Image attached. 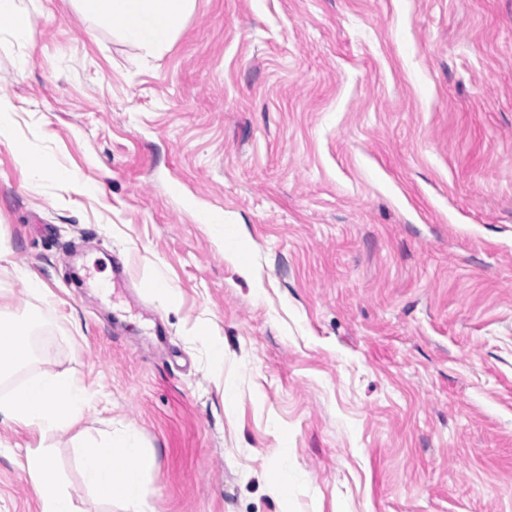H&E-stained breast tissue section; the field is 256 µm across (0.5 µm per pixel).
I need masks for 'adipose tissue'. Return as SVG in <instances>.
Here are the masks:
<instances>
[{"label":"adipose tissue","mask_w":512,"mask_h":512,"mask_svg":"<svg viewBox=\"0 0 512 512\" xmlns=\"http://www.w3.org/2000/svg\"><path fill=\"white\" fill-rule=\"evenodd\" d=\"M76 10L113 29L127 43L164 51L190 14L194 0H73ZM50 358L49 347L35 349L30 326H18L0 310V378L8 379L28 365L34 352ZM89 392L74 372L63 369L32 375L0 398V423L24 429L34 442L26 453V471L39 497V512H79L64 483L46 439L78 424ZM83 480L101 499L120 496L125 512H145L144 479L155 458L138 437L84 435Z\"/></svg>","instance_id":"1"}]
</instances>
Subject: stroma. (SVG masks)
<instances>
[{
	"label": "stroma",
	"mask_w": 512,
	"mask_h": 512,
	"mask_svg": "<svg viewBox=\"0 0 512 512\" xmlns=\"http://www.w3.org/2000/svg\"><path fill=\"white\" fill-rule=\"evenodd\" d=\"M15 5L0 290L54 354L0 397L79 375L85 425L155 456L147 512H512V0H195L153 56ZM18 145L78 178L28 182ZM72 438L81 512H124ZM28 442L0 424V512L39 510ZM0 18L9 21L12 33L17 39L27 42L34 40V25L31 18L17 10L14 0L0 1ZM211 223L214 227L216 236L225 240H230L236 245V248L229 252L230 259L238 262L244 259L245 251L243 248V235L240 224H225L224 225V214L217 213L212 215Z\"/></svg>",
	"instance_id": "1"
}]
</instances>
